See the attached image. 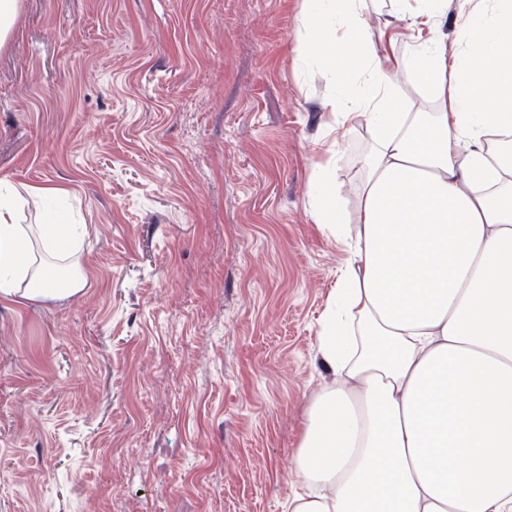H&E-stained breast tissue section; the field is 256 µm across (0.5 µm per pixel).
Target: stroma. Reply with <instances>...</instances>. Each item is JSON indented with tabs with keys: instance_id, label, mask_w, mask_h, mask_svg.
I'll use <instances>...</instances> for the list:
<instances>
[{
	"instance_id": "35a3bbf8",
	"label": "stroma",
	"mask_w": 512,
	"mask_h": 512,
	"mask_svg": "<svg viewBox=\"0 0 512 512\" xmlns=\"http://www.w3.org/2000/svg\"><path fill=\"white\" fill-rule=\"evenodd\" d=\"M302 0H19L0 178L52 184L86 276L0 297V512H286L372 141L335 135ZM44 270L40 275L31 277L21 296L31 300L55 298L76 294L83 287L85 275L80 269H73L65 276H58L52 272V277L48 276L51 271Z\"/></svg>"
}]
</instances>
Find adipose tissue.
I'll list each match as a JSON object with an SVG mask.
<instances>
[{
  "instance_id": "obj_1",
  "label": "adipose tissue",
  "mask_w": 512,
  "mask_h": 512,
  "mask_svg": "<svg viewBox=\"0 0 512 512\" xmlns=\"http://www.w3.org/2000/svg\"><path fill=\"white\" fill-rule=\"evenodd\" d=\"M395 0L378 39L363 0H303V62H324L337 124L366 120L372 151L356 216L331 175L314 212L345 247L319 354L333 379L311 407L289 512H512V0ZM414 32L405 55L396 47ZM413 72L434 105L409 111ZM0 192V296L78 293L83 273L29 276L31 240L73 249L67 228L21 225ZM28 276L25 288L17 280Z\"/></svg>"
}]
</instances>
